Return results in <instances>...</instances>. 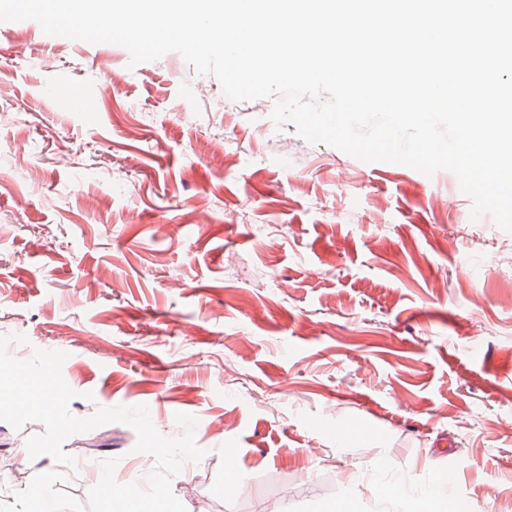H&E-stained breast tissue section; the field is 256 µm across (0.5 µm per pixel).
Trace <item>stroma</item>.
I'll use <instances>...</instances> for the list:
<instances>
[{"mask_svg": "<svg viewBox=\"0 0 512 512\" xmlns=\"http://www.w3.org/2000/svg\"><path fill=\"white\" fill-rule=\"evenodd\" d=\"M169 52L0 23V335L67 352L73 415L197 418L173 479L224 512H512V232L453 173L362 162L277 129ZM166 225L159 234L158 225ZM25 343H16V336ZM0 422V504L53 459ZM110 423L70 436L80 502L152 456ZM233 448L226 458L225 448ZM240 487L224 492L226 480Z\"/></svg>", "mask_w": 512, "mask_h": 512, "instance_id": "1", "label": "stroma"}]
</instances>
